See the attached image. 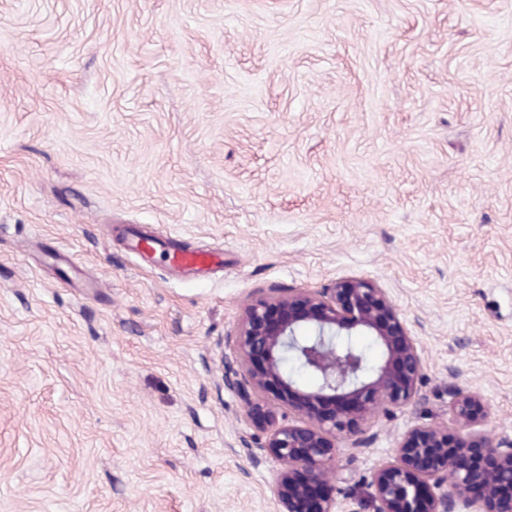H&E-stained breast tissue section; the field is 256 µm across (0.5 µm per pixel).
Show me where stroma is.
<instances>
[{"mask_svg": "<svg viewBox=\"0 0 512 512\" xmlns=\"http://www.w3.org/2000/svg\"><path fill=\"white\" fill-rule=\"evenodd\" d=\"M354 277L425 369L344 477L460 387L512 439V0H0V512H276L224 338ZM158 248L161 249L166 260L175 268L188 270H202L209 266L216 257L208 251L194 250L186 246L173 243L169 238H158L151 235H134L127 240V249L143 258L153 257Z\"/></svg>", "mask_w": 512, "mask_h": 512, "instance_id": "35a3bbf8", "label": "stroma"}]
</instances>
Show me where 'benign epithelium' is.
Instances as JSON below:
<instances>
[{
  "label": "benign epithelium",
  "instance_id": "obj_1",
  "mask_svg": "<svg viewBox=\"0 0 512 512\" xmlns=\"http://www.w3.org/2000/svg\"><path fill=\"white\" fill-rule=\"evenodd\" d=\"M367 336L378 349L374 361L350 340ZM220 363L224 387L245 407L254 431L238 436V448L253 466L271 457L277 512H357L358 496L337 499L336 441L365 445L367 424L379 414L413 404L425 369L414 336L385 289L363 278L338 279L327 288H274L247 303L225 337ZM313 374L306 388L288 372V355ZM273 396L279 411L261 399ZM294 412L305 419L286 422ZM485 407L459 388L449 419L419 424L401 438L393 458L380 463L366 487L372 512H456L462 502L477 512H512V499L497 489L512 485V440L481 430ZM496 460L483 476L485 493L471 496L477 478L470 450Z\"/></svg>",
  "mask_w": 512,
  "mask_h": 512
}]
</instances>
